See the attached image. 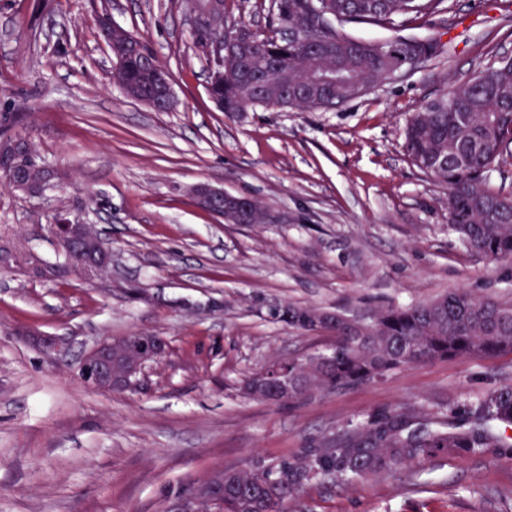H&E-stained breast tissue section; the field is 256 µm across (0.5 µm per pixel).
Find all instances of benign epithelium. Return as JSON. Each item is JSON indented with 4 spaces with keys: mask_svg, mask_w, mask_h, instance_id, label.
<instances>
[{
    "mask_svg": "<svg viewBox=\"0 0 512 512\" xmlns=\"http://www.w3.org/2000/svg\"><path fill=\"white\" fill-rule=\"evenodd\" d=\"M220 0H199L197 8L185 13V21L194 32L198 29L203 13L219 11ZM161 97L147 98L146 105L157 111L167 110L173 100V79L169 74L159 76ZM14 189L29 197H39L49 185L53 174L49 166L28 157L26 139L19 137L12 144V154L3 166ZM191 195L196 204L224 218L227 223H243L248 211L242 196L207 183L192 187ZM47 239L62 256L60 276L79 275L93 279L100 269L112 267V251L105 246L96 224H73L64 215H56L52 223L44 225ZM276 317L288 318L297 325H331L339 314L318 309L298 308L288 314L284 308ZM167 353V343L159 336L135 332L125 336H108L84 352L79 364L81 379L91 388L104 391L126 390L138 383L147 367ZM298 388L297 373L288 369V361H278L262 371L249 376L244 382L245 393L254 398L277 402L288 399ZM250 480L256 484L265 481L258 470H234L199 487L195 496L214 505L224 497V483L234 486Z\"/></svg>",
    "mask_w": 512,
    "mask_h": 512,
    "instance_id": "1",
    "label": "benign epithelium"
}]
</instances>
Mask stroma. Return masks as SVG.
Here are the masks:
<instances>
[{"instance_id":"1","label":"stroma","mask_w":512,"mask_h":512,"mask_svg":"<svg viewBox=\"0 0 512 512\" xmlns=\"http://www.w3.org/2000/svg\"><path fill=\"white\" fill-rule=\"evenodd\" d=\"M271 0H227V27L265 31ZM141 37L174 82L158 112L113 82L96 18ZM185 0H0V113L57 171L39 199L0 185V226L38 260L56 213L98 225L112 271L0 273V512H180L223 469L296 459L397 408L416 427L477 425L478 401L512 382V353L442 359L270 403L244 379L269 361L325 351L326 337L271 314L292 305L367 318L463 290L512 305V260L467 248L448 228V191L412 165L407 120L456 81L512 57V0H445L403 25L437 36L425 67L313 111L229 114ZM206 182L255 199L282 224H227L188 193ZM133 331L169 352L136 388L79 376L83 351ZM69 342L61 357L46 338ZM287 512H512V457L491 446L352 482L311 476Z\"/></svg>"}]
</instances>
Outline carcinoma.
I'll use <instances>...</instances> for the list:
<instances>
[{
    "mask_svg": "<svg viewBox=\"0 0 512 512\" xmlns=\"http://www.w3.org/2000/svg\"><path fill=\"white\" fill-rule=\"evenodd\" d=\"M444 0H272V35L250 33L235 43L224 38V65L211 78L212 94L224 112L248 107L300 110L332 108L386 79L394 60L379 53L377 41L354 37L349 24H368L392 32L409 16L441 11ZM327 10L329 27L312 23L313 4ZM219 32L209 23L193 34L208 55ZM122 58L113 74L131 95L154 91L156 72L164 71L149 47ZM407 49L421 64L437 56L438 39L415 38ZM319 69L344 73L347 81L330 87L311 82ZM512 146V61L479 71L455 83L412 114L404 148L413 165L448 189V224L475 253L512 259V197L492 189L491 173ZM336 335L322 354L311 384L335 389L380 379L390 371L438 359L479 358L512 352V305L491 297L451 291L424 304L378 312L349 334L336 323ZM477 414L486 422L512 425V383L488 394ZM486 429L444 431L410 427L407 416L383 410L358 422L335 443L310 449L313 472L357 480L391 472L448 452L468 455L492 444ZM285 501L257 485L224 488V512H285Z\"/></svg>",
    "mask_w": 512,
    "mask_h": 512,
    "instance_id": "cac0c4a2",
    "label": "carcinoma"
}]
</instances>
